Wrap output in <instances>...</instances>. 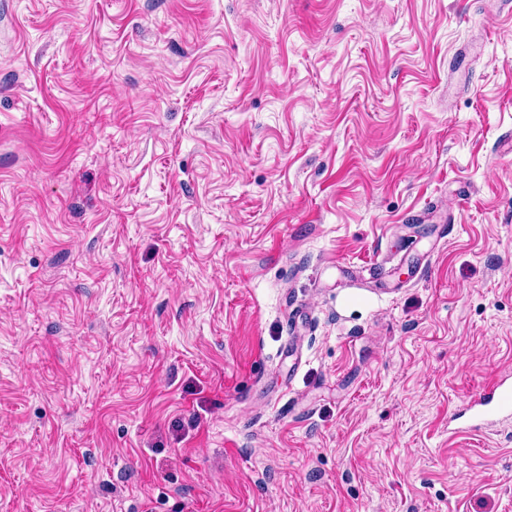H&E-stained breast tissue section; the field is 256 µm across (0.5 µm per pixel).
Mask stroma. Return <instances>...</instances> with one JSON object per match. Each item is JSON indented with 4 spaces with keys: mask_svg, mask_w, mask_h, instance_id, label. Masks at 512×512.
<instances>
[{
    "mask_svg": "<svg viewBox=\"0 0 512 512\" xmlns=\"http://www.w3.org/2000/svg\"><path fill=\"white\" fill-rule=\"evenodd\" d=\"M502 374V0H0V512H512ZM467 427L480 430L498 418L512 416V381L502 377L483 387L467 402Z\"/></svg>",
    "mask_w": 512,
    "mask_h": 512,
    "instance_id": "stroma-1",
    "label": "stroma"
}]
</instances>
